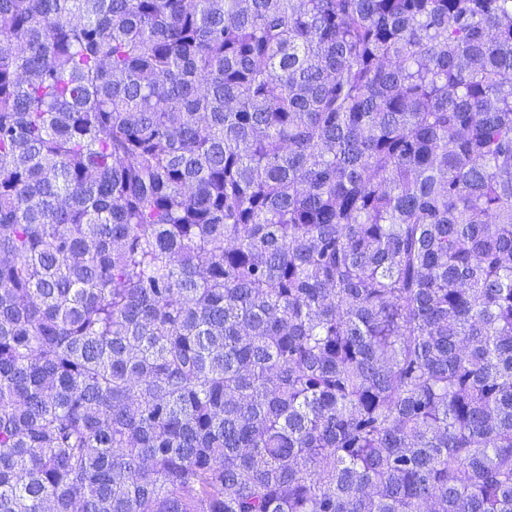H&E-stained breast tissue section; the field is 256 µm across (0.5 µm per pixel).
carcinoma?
I'll list each match as a JSON object with an SVG mask.
<instances>
[{"label": "carcinoma", "mask_w": 512, "mask_h": 512, "mask_svg": "<svg viewBox=\"0 0 512 512\" xmlns=\"http://www.w3.org/2000/svg\"><path fill=\"white\" fill-rule=\"evenodd\" d=\"M0 512H512V0H0Z\"/></svg>", "instance_id": "1"}]
</instances>
